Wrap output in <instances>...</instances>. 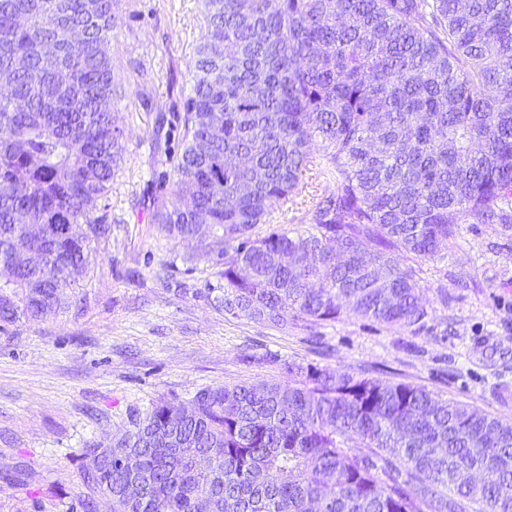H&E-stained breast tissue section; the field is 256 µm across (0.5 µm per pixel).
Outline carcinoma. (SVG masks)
<instances>
[{
	"label": "carcinoma",
	"mask_w": 512,
	"mask_h": 512,
	"mask_svg": "<svg viewBox=\"0 0 512 512\" xmlns=\"http://www.w3.org/2000/svg\"><path fill=\"white\" fill-rule=\"evenodd\" d=\"M116 6L0 0V72L29 58L0 92V322L67 309V270L109 232L94 211L123 152L104 50ZM203 20L174 201L155 222L224 252L229 315L286 332L348 309L426 330L419 269L397 256L433 259L462 224L512 228V0H203ZM47 40L63 50L42 55ZM319 167L335 189L309 229L253 237ZM19 213L46 227L36 262L12 256ZM281 371L201 389L189 414L152 405L112 447L86 450L84 485L108 512H203L204 496L210 512H512V421L409 383ZM183 454L208 456L223 480Z\"/></svg>",
	"instance_id": "obj_1"
}]
</instances>
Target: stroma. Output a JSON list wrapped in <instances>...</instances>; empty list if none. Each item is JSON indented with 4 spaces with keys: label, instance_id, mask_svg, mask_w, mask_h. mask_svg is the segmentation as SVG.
<instances>
[{
    "label": "stroma",
    "instance_id": "35a3bbf8",
    "mask_svg": "<svg viewBox=\"0 0 512 512\" xmlns=\"http://www.w3.org/2000/svg\"><path fill=\"white\" fill-rule=\"evenodd\" d=\"M117 15L107 50L124 154L97 209L111 230L90 241L69 310L0 327V512H84L85 449L154 403L280 379L282 361L422 386L512 421V237L500 225H462L441 257L420 261L428 329L416 335L351 314L286 333L225 314L223 258L153 218L172 201L182 138L178 121L160 130L156 117L190 93L202 0H119ZM333 188L306 172L274 221L303 232Z\"/></svg>",
    "mask_w": 512,
    "mask_h": 512
}]
</instances>
